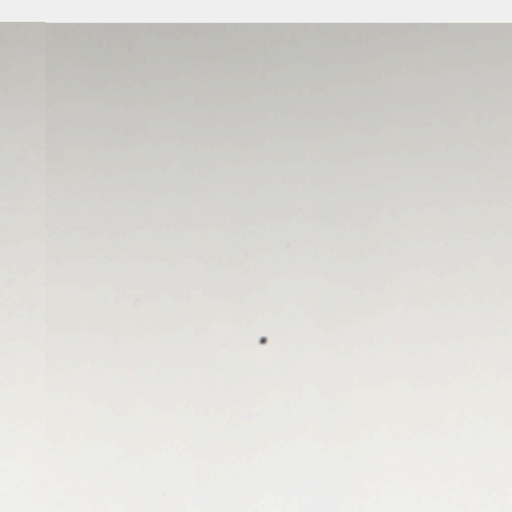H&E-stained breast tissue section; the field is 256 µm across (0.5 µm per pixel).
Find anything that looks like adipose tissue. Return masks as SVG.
Listing matches in <instances>:
<instances>
[{
    "mask_svg": "<svg viewBox=\"0 0 512 512\" xmlns=\"http://www.w3.org/2000/svg\"><path fill=\"white\" fill-rule=\"evenodd\" d=\"M512 36V6L506 0H34L33 5L0 9V56L24 63L22 79L0 90V104L26 112L30 124H14L0 135V196L22 203L0 212V246L24 250L18 265L0 268V353L41 354L48 360H76L77 345H64L60 309L93 333L154 334L141 346L144 362L163 361L159 346L171 329L208 340L215 361L245 360L247 355L287 356L326 353L336 357L365 353L369 337L355 324L364 316L344 294L347 258L358 255L361 240L343 233L345 218L365 220L380 200L383 169L397 172L393 195L429 198L432 210L398 211L389 224H372L367 237L386 239L374 264L395 269L385 305L403 331L394 350L437 344L460 349L512 332V317L502 312L512 284L481 267L484 256L512 237V218L499 213V156L512 142V126L487 137L473 127L454 128L457 170L468 185L439 182L442 157L434 140L413 125L415 107L455 109L463 98H477L489 112L512 106V74L491 69L489 45ZM459 49L457 71L449 73L440 44ZM387 43L400 66L335 70L328 62L337 45L361 55ZM419 52H410V44ZM196 61V68L161 84L162 68L144 54V45ZM112 59L117 73L93 67L70 72L66 63L88 51ZM229 60L221 82L205 64ZM330 82L340 91L319 98H299L307 86ZM412 89L395 99L381 93V83ZM294 99L295 110L279 108L280 84ZM148 90L144 106L126 120L115 86ZM199 87L216 88L221 112L184 111L182 97ZM367 89L360 105L347 107L345 92ZM298 127L328 141L336 156L328 163L315 155L288 151L269 155L267 141L283 128ZM221 147L225 173L246 171L252 178L215 196L209 156L197 143ZM86 147H118L119 163L83 178ZM271 181L272 208L287 214L284 224H263L262 251L242 246L237 227L253 221V184ZM475 192L481 211L464 214L462 223L442 233L435 226L447 213L452 195ZM172 200L163 212L131 210L129 224L181 222L220 200L233 231L212 226L207 238L131 237L103 232L86 224L80 235L64 236L61 211L92 199L104 216L123 200L156 197ZM37 225L34 240L18 237L19 224ZM468 254L472 266L454 273L455 316L437 310L440 290L433 269L438 255ZM157 254L164 274L149 277L147 288L128 287L140 267L134 255ZM414 259L413 275L401 273L405 256ZM219 276L224 285L201 294L197 284ZM106 285L110 315L92 307L70 306L75 280ZM276 311L264 325L250 298L265 284ZM162 294L173 306L163 319L148 318L147 293ZM348 305L344 320L331 319L329 303Z\"/></svg>",
    "mask_w": 512,
    "mask_h": 512,
    "instance_id": "obj_1",
    "label": "adipose tissue"
}]
</instances>
